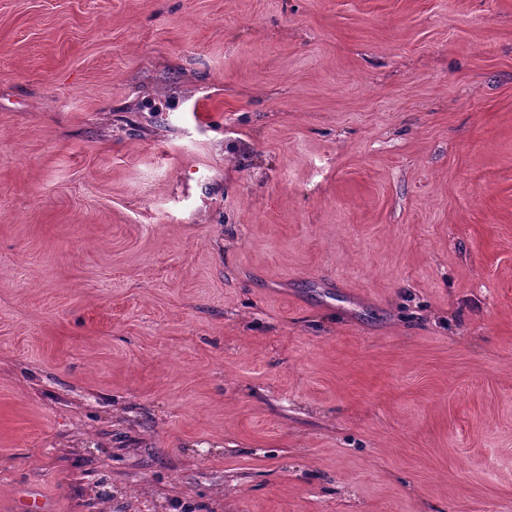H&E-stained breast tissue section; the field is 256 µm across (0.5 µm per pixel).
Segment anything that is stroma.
<instances>
[{
	"instance_id": "1",
	"label": "stroma",
	"mask_w": 512,
	"mask_h": 512,
	"mask_svg": "<svg viewBox=\"0 0 512 512\" xmlns=\"http://www.w3.org/2000/svg\"><path fill=\"white\" fill-rule=\"evenodd\" d=\"M512 512V0H0V512Z\"/></svg>"
}]
</instances>
